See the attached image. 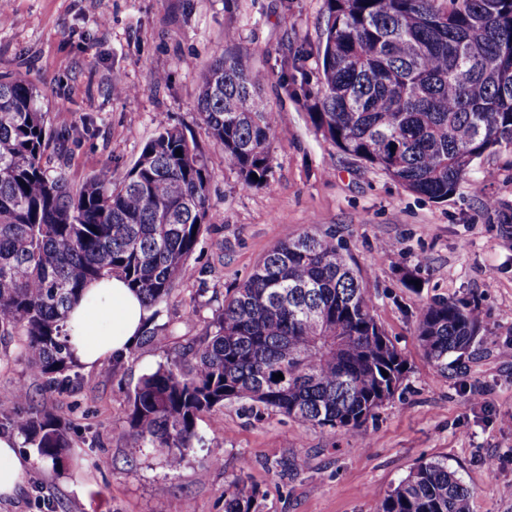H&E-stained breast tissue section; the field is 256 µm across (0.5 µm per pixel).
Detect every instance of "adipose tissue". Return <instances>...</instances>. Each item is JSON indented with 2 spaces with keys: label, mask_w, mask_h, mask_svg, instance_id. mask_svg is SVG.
<instances>
[{
  "label": "adipose tissue",
  "mask_w": 512,
  "mask_h": 512,
  "mask_svg": "<svg viewBox=\"0 0 512 512\" xmlns=\"http://www.w3.org/2000/svg\"><path fill=\"white\" fill-rule=\"evenodd\" d=\"M149 316L139 295L118 277L91 283L66 322V334L77 361L99 368L108 358L127 353L139 341ZM28 462L13 440L0 437V494L23 486Z\"/></svg>",
  "instance_id": "ef3b65f1"
}]
</instances>
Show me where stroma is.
Here are the masks:
<instances>
[{"mask_svg":"<svg viewBox=\"0 0 512 512\" xmlns=\"http://www.w3.org/2000/svg\"><path fill=\"white\" fill-rule=\"evenodd\" d=\"M323 0H0V76L36 85L47 126L68 130L69 149H48L51 169L80 187L104 166L123 174L159 122L183 131L203 157L216 217L190 264L195 274L159 317L167 348H141L112 378L80 369V383L45 391L18 346L0 361V395L24 382L34 407L51 409L76 431L83 453L54 470L30 460L25 484L0 495V512H224L238 476L259 492L260 512H375L378 500L420 461L447 460L473 492V512H512V152L483 157L460 192L436 202L340 152L312 125L306 88L318 71ZM244 57L278 114L266 185H242L215 153L197 110L201 75L216 51ZM300 53V68L283 69ZM165 74L153 84L151 73ZM134 90L117 98L111 79ZM495 181H484L487 171ZM497 202L486 209L485 198ZM333 231L362 269L375 318L410 370L394 398L366 425L367 445L350 434L302 427L286 416L237 402L203 414L204 445L170 471L154 449L124 441L129 394L139 379L209 333L211 307L187 318L192 298L206 299L247 279L266 250L304 231ZM389 241L394 250L381 255ZM477 305L486 343L447 370L425 357L415 336L421 309L439 300ZM222 465H212L213 457Z\"/></svg>","mask_w":512,"mask_h":512,"instance_id":"obj_1","label":"stroma"}]
</instances>
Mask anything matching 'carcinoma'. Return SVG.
Returning a JSON list of instances; mask_svg holds the SVG:
<instances>
[{
	"label": "carcinoma",
	"mask_w": 512,
	"mask_h": 512,
	"mask_svg": "<svg viewBox=\"0 0 512 512\" xmlns=\"http://www.w3.org/2000/svg\"><path fill=\"white\" fill-rule=\"evenodd\" d=\"M324 17L319 79L304 95L339 151L437 201L457 194L485 155L512 152V0H324ZM197 108L242 184H267L277 115L241 57L216 53ZM68 138L47 129L31 80L0 79V358L21 337L20 359L57 393L79 377L65 322L92 281L124 279L151 312L141 343L168 346L160 307L213 221L206 164L178 128L159 123L119 180L107 166L76 190L44 161L49 142L61 152ZM374 307L362 268L333 236L306 231L272 245L225 293L191 358L135 386L126 442L177 472L202 443L199 417L226 402L361 435L408 372ZM480 330L476 308L439 301L422 309L416 339L444 370ZM31 402L22 382L0 396V431L60 467L75 431ZM258 498L239 476L224 512H257ZM376 512H472V491L447 460H423Z\"/></svg>",
	"instance_id": "1"
}]
</instances>
